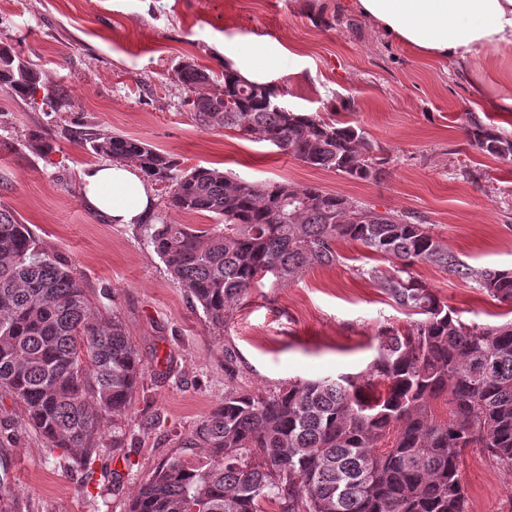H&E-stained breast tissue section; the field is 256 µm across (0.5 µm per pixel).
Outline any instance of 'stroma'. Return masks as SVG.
<instances>
[{"mask_svg": "<svg viewBox=\"0 0 512 512\" xmlns=\"http://www.w3.org/2000/svg\"><path fill=\"white\" fill-rule=\"evenodd\" d=\"M259 44L294 52L271 71L281 104L360 126L389 160L382 181L311 168L270 143L196 123L183 104L179 62L218 72ZM1 45L38 70L43 91L62 90L70 103L53 112L0 90V206L69 265L103 313L122 319L143 368L128 416L100 428L89 486L0 390V467L10 476L0 504L9 512H126L160 464L194 462L186 441L226 391L364 371L380 328L410 323L359 275L372 264L367 248L343 241L340 264L288 283L266 278L214 333L145 232L161 218L204 225L207 217L168 208L158 189L142 225L89 209L79 175L101 158L80 131L138 138L186 168L316 185L381 212H418L465 263L512 268V165L467 146L460 121L471 110L512 133V50L478 51L465 71L427 60L382 37L352 0H0ZM35 130L49 153L28 147ZM414 275L462 321L502 323L505 305L445 270L420 264ZM460 471L469 512H512V469L468 448Z\"/></svg>", "mask_w": 512, "mask_h": 512, "instance_id": "35a3bbf8", "label": "stroma"}]
</instances>
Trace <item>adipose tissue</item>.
<instances>
[{
	"label": "adipose tissue",
	"instance_id": "obj_1",
	"mask_svg": "<svg viewBox=\"0 0 512 512\" xmlns=\"http://www.w3.org/2000/svg\"><path fill=\"white\" fill-rule=\"evenodd\" d=\"M383 36L435 59L468 67L482 49L512 47V0H354ZM87 206L115 224H137L153 190L135 167L103 162L81 173Z\"/></svg>",
	"mask_w": 512,
	"mask_h": 512
}]
</instances>
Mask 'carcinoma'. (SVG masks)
<instances>
[{
	"label": "carcinoma",
	"mask_w": 512,
	"mask_h": 512,
	"mask_svg": "<svg viewBox=\"0 0 512 512\" xmlns=\"http://www.w3.org/2000/svg\"><path fill=\"white\" fill-rule=\"evenodd\" d=\"M176 74L183 105L202 127L268 142L351 180L386 175L380 146L352 122L292 111L276 86L248 82L228 66L218 75L183 60ZM39 82L13 48L0 47L1 89L32 101ZM464 130L468 146L512 160V137L493 122L468 112ZM80 139L97 155L135 163L167 190L168 207L216 220L204 228L161 220L147 234L217 332L271 272L286 283L339 263L341 240L391 260L359 274L410 318L405 329H381L363 372L294 378L270 393L225 392L186 441L203 460L160 465L127 512H264L267 502L279 512H468L463 451L482 448L512 467V320L463 322L413 267H442L507 305L512 269L466 264L413 212H379L313 185L186 169L129 136L84 131ZM141 379L139 352L119 317L103 320L83 281L1 207L0 389L21 403L26 424L88 472L101 423L128 415Z\"/></svg>",
	"instance_id": "cac0c4a2"
}]
</instances>
